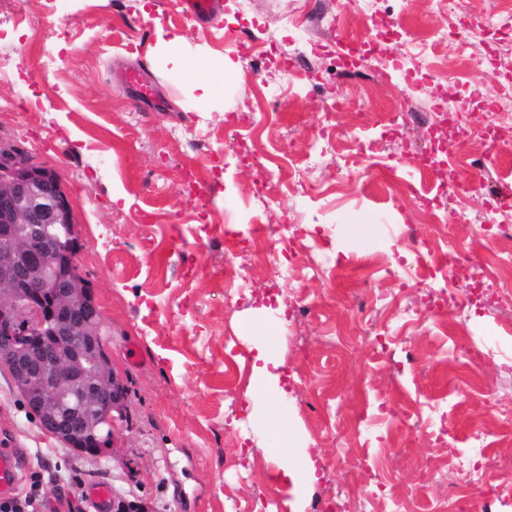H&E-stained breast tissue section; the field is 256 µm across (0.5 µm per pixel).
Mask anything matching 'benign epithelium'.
<instances>
[{
	"instance_id": "benign-epithelium-1",
	"label": "benign epithelium",
	"mask_w": 512,
	"mask_h": 512,
	"mask_svg": "<svg viewBox=\"0 0 512 512\" xmlns=\"http://www.w3.org/2000/svg\"><path fill=\"white\" fill-rule=\"evenodd\" d=\"M18 224H66L67 244L36 228L18 238ZM78 240L62 176L1 141L0 363L47 433L97 456L112 439L123 394L106 348H86L102 323L93 322L99 306L77 261Z\"/></svg>"
}]
</instances>
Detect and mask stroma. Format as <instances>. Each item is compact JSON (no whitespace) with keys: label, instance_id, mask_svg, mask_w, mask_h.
I'll return each mask as SVG.
<instances>
[{"label":"stroma","instance_id":"obj_1","mask_svg":"<svg viewBox=\"0 0 512 512\" xmlns=\"http://www.w3.org/2000/svg\"><path fill=\"white\" fill-rule=\"evenodd\" d=\"M209 21L178 0H0V140L62 175L76 218L78 263L104 318L124 410L113 439L89 457L45 432L0 365V442L17 451L21 478L46 470L44 512H81L88 479L145 512H323L345 497L354 512H487L482 485L512 512V287L480 300L487 277L512 269V249L483 225L512 218L491 201L512 193V128L493 162L480 137L452 143L443 169L416 166L438 119L436 83L461 113L480 112L512 69V40L492 19L501 0H458L456 16L430 0H223ZM340 18L346 39L374 42L379 61L346 79L343 99L323 91L324 63L342 46L335 29L297 39L310 8ZM177 36L184 58L237 62L223 91L199 104L182 73L154 55V27ZM64 66L45 68L46 29ZM446 38L423 58L415 85L396 61L415 33ZM497 64H483L484 42ZM306 53L282 70L270 49ZM142 70L158 103L116 84ZM259 112L257 159L240 162L233 114ZM332 126L322 138L324 126ZM226 166L207 199L184 178L209 156ZM466 177L473 190L459 198ZM271 188L272 204L256 197ZM303 225L304 242L269 238L241 261L226 228ZM325 261L312 276L309 259ZM365 259L370 270L356 264ZM242 272L245 296L225 287ZM256 318L283 361L287 421L246 410ZM311 454L320 481H277L267 448L282 427ZM479 456L482 471L468 466Z\"/></svg>","mask_w":512,"mask_h":512}]
</instances>
